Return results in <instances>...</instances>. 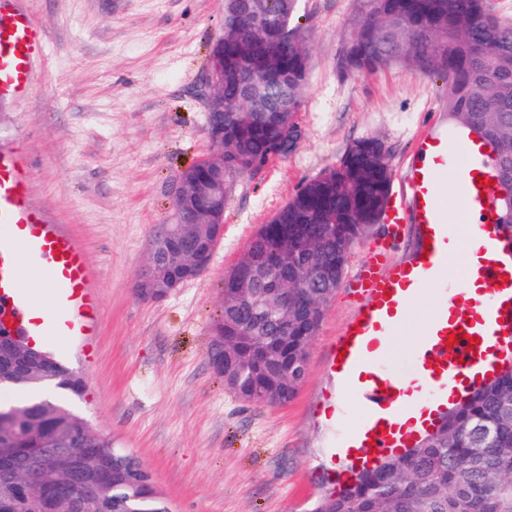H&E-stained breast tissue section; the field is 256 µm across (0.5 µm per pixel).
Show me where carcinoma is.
I'll return each instance as SVG.
<instances>
[{
    "label": "carcinoma",
    "instance_id": "carcinoma-1",
    "mask_svg": "<svg viewBox=\"0 0 512 512\" xmlns=\"http://www.w3.org/2000/svg\"><path fill=\"white\" fill-rule=\"evenodd\" d=\"M299 0H224V13L236 18L235 34L224 42L229 56L264 61L260 74L224 78L228 112L224 124L251 127L245 137L224 138V186L253 173L271 152L276 137L275 109L288 105L299 113L306 96L310 55L308 31L298 22ZM414 66L441 81L450 127L482 132L490 149L482 165L499 167L512 180V24L492 14L486 0H362L360 15L339 58L346 74L376 72L394 64ZM345 152L330 175L307 182L247 243L246 259H258L276 275L288 269V310L272 308L265 321L240 303L247 288L262 290L267 281L240 274L224 276L220 311L211 335L249 332L261 338L288 335V361L274 364L270 375L256 373L242 354L228 390L238 398L271 407L295 397L307 374L310 340L330 302L319 271L328 262L345 274L362 225L381 220L391 190L389 166L377 162L367 139ZM213 173L204 159L188 170L189 193L201 191ZM183 232L211 238L213 227L190 214ZM288 332H283V324ZM58 388L76 394L77 382L50 354ZM0 423V454L11 448H65L44 465L40 484L17 491L18 474L34 454L12 458V472L0 471V512H38L47 484L68 482L70 456L80 448L101 449L102 465L112 464V437L81 414L49 399H27ZM115 489L102 501L83 505L75 494L55 499L53 512H112ZM312 512H512V375L474 392L444 418L436 432L401 455L379 461L355 480L317 501Z\"/></svg>",
    "mask_w": 512,
    "mask_h": 512
}]
</instances>
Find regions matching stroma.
Returning <instances> with one entry per match:
<instances>
[{
	"label": "stroma",
	"mask_w": 512,
	"mask_h": 512,
	"mask_svg": "<svg viewBox=\"0 0 512 512\" xmlns=\"http://www.w3.org/2000/svg\"><path fill=\"white\" fill-rule=\"evenodd\" d=\"M46 32L42 78L25 102H0V146L22 147L34 191L58 223L85 239L98 276L101 319L92 335L53 336L45 350L86 382L60 403L115 447L137 455L171 512H309L333 489L338 440L358 421L354 397L324 426L330 341L362 300L342 281L326 307L297 397L283 407L239 399L209 362L221 281L260 224L307 181L334 167L349 145L376 136L390 156L392 196L405 192L418 138L446 128L432 76L409 65L341 75L337 57L360 0H300L311 68L287 156L241 179L224 210V239L199 279L158 302L134 283L173 209L169 184L207 145L200 76L220 31L224 0H26ZM415 244L379 222L353 248L348 271L387 246L400 259ZM437 296L429 285L392 350L411 352Z\"/></svg>",
	"instance_id": "1"
}]
</instances>
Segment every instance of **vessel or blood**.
I'll list each match as a JSON object with an SVG mask.
<instances>
[{
	"instance_id": "vessel-or-blood-1",
	"label": "vessel or blood",
	"mask_w": 512,
	"mask_h": 512,
	"mask_svg": "<svg viewBox=\"0 0 512 512\" xmlns=\"http://www.w3.org/2000/svg\"><path fill=\"white\" fill-rule=\"evenodd\" d=\"M44 50L43 31L23 0H0V98L32 94ZM475 164L449 150L447 136L420 138L405 177L408 191L386 216L397 232L412 224L419 245L400 262L384 250L369 253L353 280L364 304L330 343L328 374L353 387L363 417L347 435L357 450L354 467L339 473L338 483L414 447L448 405L493 378L512 349V240L499 234L492 186L477 183ZM30 167L23 150L0 152V328L21 336L84 334L99 310L94 269L81 238L35 200ZM452 193L461 201L453 225L445 218ZM452 244L464 252L462 291L440 278ZM21 259L41 275L48 317L32 316ZM435 282L436 308L421 325L413 377L402 387L386 359L403 333V309Z\"/></svg>"
}]
</instances>
